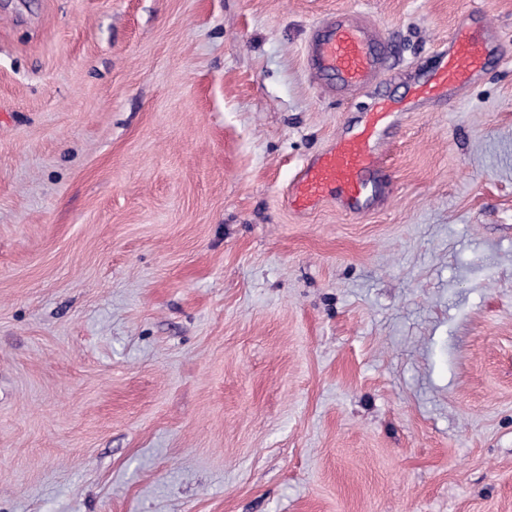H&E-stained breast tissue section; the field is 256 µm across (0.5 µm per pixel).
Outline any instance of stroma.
<instances>
[{
  "instance_id": "35a3bbf8",
  "label": "stroma",
  "mask_w": 512,
  "mask_h": 512,
  "mask_svg": "<svg viewBox=\"0 0 512 512\" xmlns=\"http://www.w3.org/2000/svg\"><path fill=\"white\" fill-rule=\"evenodd\" d=\"M360 9L395 62L303 60ZM393 191L282 203L439 64ZM0 512H512V0H0ZM392 50L378 24L353 11H340L313 25L305 64L318 85L343 95L375 82L391 66ZM473 15L458 18L441 51L438 68L419 82L406 102L379 97L365 112L359 130L340 136L326 149L307 159L293 179L284 203L297 213L313 211L328 201L346 211L361 213L370 202L389 192L380 134L394 124L399 112L445 98L466 89L486 74L495 58L499 33L483 24L478 30Z\"/></svg>"
}]
</instances>
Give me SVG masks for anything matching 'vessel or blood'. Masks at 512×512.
Returning <instances> with one entry per match:
<instances>
[{"label":"vessel or blood","instance_id":"obj_1","mask_svg":"<svg viewBox=\"0 0 512 512\" xmlns=\"http://www.w3.org/2000/svg\"><path fill=\"white\" fill-rule=\"evenodd\" d=\"M472 15L460 16L441 52L438 68L419 82L412 98H378L364 115L359 130L338 137L307 159L284 198L295 212L307 213L324 203L360 213L390 189L380 134L394 124L404 108H416L466 89L486 74L495 58L499 33L492 25L475 29ZM392 62L388 34L374 21L340 11L317 21L305 47V64L318 85L343 95L364 89Z\"/></svg>","mask_w":512,"mask_h":512}]
</instances>
